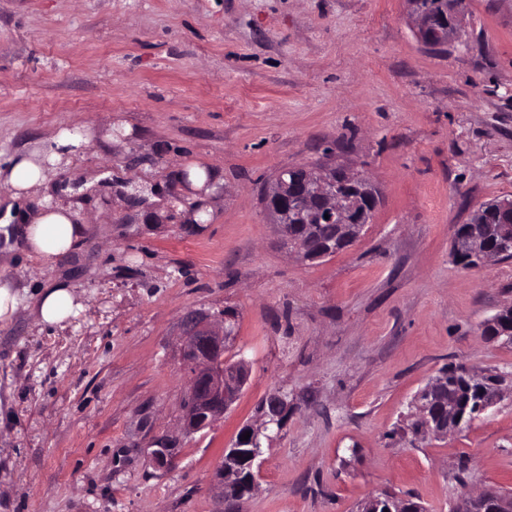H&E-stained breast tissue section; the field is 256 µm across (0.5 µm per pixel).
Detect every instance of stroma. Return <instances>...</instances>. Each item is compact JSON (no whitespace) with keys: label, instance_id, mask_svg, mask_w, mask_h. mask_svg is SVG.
Segmentation results:
<instances>
[{"label":"stroma","instance_id":"stroma-1","mask_svg":"<svg viewBox=\"0 0 512 512\" xmlns=\"http://www.w3.org/2000/svg\"><path fill=\"white\" fill-rule=\"evenodd\" d=\"M92 127L58 176L98 180L81 250L0 265L20 304L0 326V512H225L210 478L271 390L293 405L265 442L243 512H355L383 491L451 512L512 493V259L465 269L453 227L512 197V0H467L461 44L418 42L406 0H0V162L62 125ZM381 191L348 249L289 256L261 203L277 169L320 162ZM219 176L202 223L179 171ZM152 188L161 219L112 193ZM79 308L42 327L34 296ZM236 313L224 354L251 363L224 417L179 435L178 326ZM504 375L461 432L410 441V402L439 369ZM175 439L174 464L147 454ZM76 294L66 283L45 288L36 299V315L41 324L63 326L73 315Z\"/></svg>","mask_w":512,"mask_h":512}]
</instances>
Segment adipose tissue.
Returning a JSON list of instances; mask_svg holds the SVG:
<instances>
[{"mask_svg":"<svg viewBox=\"0 0 512 512\" xmlns=\"http://www.w3.org/2000/svg\"><path fill=\"white\" fill-rule=\"evenodd\" d=\"M93 130L84 124L63 128L45 138L33 153H17L0 165V187L11 200L35 201V208L21 212L19 235L22 250L30 260L49 266L70 255L83 233L73 221V212L64 205H50L46 190L52 169L69 163L78 148L92 144ZM76 294L59 283L39 292L36 315L40 323L61 326L73 315Z\"/></svg>","mask_w":512,"mask_h":512,"instance_id":"adipose-tissue-1","label":"adipose tissue"}]
</instances>
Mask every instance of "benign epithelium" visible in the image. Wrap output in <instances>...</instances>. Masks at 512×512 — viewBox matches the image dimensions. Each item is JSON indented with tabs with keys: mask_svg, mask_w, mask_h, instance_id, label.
Instances as JSON below:
<instances>
[{
	"mask_svg": "<svg viewBox=\"0 0 512 512\" xmlns=\"http://www.w3.org/2000/svg\"><path fill=\"white\" fill-rule=\"evenodd\" d=\"M409 19L420 42L430 48L446 47L459 42L461 38V19L466 11V3L456 0L451 13L454 22L450 26L440 27L437 17L424 13L418 8V0H407ZM305 189L324 199V212L328 213L326 222L349 227V239L353 242L360 238L361 229L370 222L368 215L359 210L357 197L345 196V187L353 183L373 185L371 178L364 172H353L338 167H306ZM288 168H280L264 190L266 210L270 215L280 239L287 242L289 253L297 259L304 260L308 245L299 236H288V217L291 216L293 190L286 178ZM453 251L469 252L478 256L484 264L499 260L500 253L489 249L482 239L471 236L460 239L452 235ZM181 336L182 364L181 371L187 380L184 394L180 431L191 435L201 431L224 416L231 407L241 387L238 367L227 368L224 362V349L234 344L236 333L232 318L222 313H212L202 309L186 311L179 323ZM291 403L288 394L276 390L273 392L271 414L259 416V422L247 425L250 432L248 439L252 449L247 453L248 463L252 468L251 488H256L258 472L255 466L261 456L260 438L267 437L269 426L288 412ZM420 421V433L445 435L461 430L464 426L465 410L455 403L448 404V426L444 429L434 428L429 419L428 409L422 402L413 403ZM150 463L165 469L172 464L173 449L168 440L157 442L149 457ZM237 473L228 466H218L215 486L219 495L231 493L237 483ZM458 512H512V496L504 497L494 490L479 494L465 492L461 495Z\"/></svg>",
	"mask_w": 512,
	"mask_h": 512,
	"instance_id": "1",
	"label": "benign epithelium"
}]
</instances>
